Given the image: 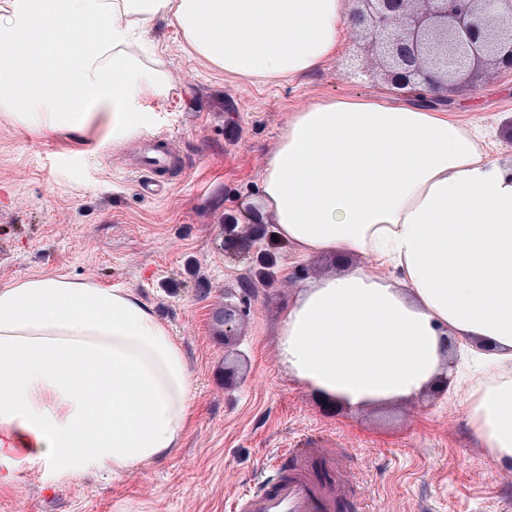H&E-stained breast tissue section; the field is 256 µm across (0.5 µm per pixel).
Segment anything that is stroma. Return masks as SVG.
I'll list each match as a JSON object with an SVG mask.
<instances>
[{
	"label": "stroma",
	"instance_id": "1",
	"mask_svg": "<svg viewBox=\"0 0 512 512\" xmlns=\"http://www.w3.org/2000/svg\"><path fill=\"white\" fill-rule=\"evenodd\" d=\"M174 88L148 105V135L169 143L179 166L159 171L157 195L134 166L146 135L121 144L99 133L42 138L0 112V286L34 273H65L134 289L183 347L193 415L181 448L121 479L61 480L28 451L0 446V512H225L271 452L299 443L345 448L347 493L369 491L372 512H512V476L480 448L456 395L425 391L383 408L328 409L279 362L276 330L306 285L367 264L304 255L277 238L272 217L241 224L224 250V220L261 199L266 157L288 117L325 99H391L375 61L351 75L355 37L300 83H251L193 55L176 27L154 33ZM483 130L481 150L512 167V75L482 72L449 85L439 103ZM273 258L274 281L254 273ZM254 288L239 335L224 339V305ZM238 373L224 381L226 360Z\"/></svg>",
	"mask_w": 512,
	"mask_h": 512
}]
</instances>
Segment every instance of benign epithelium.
Instances as JSON below:
<instances>
[{"label":"benign epithelium","mask_w":512,"mask_h":512,"mask_svg":"<svg viewBox=\"0 0 512 512\" xmlns=\"http://www.w3.org/2000/svg\"><path fill=\"white\" fill-rule=\"evenodd\" d=\"M357 49L387 82L423 100L442 97L464 72L512 74V0H351ZM240 306L224 308V338L237 335Z\"/></svg>","instance_id":"7a95c632"}]
</instances>
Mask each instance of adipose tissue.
Segmentation results:
<instances>
[{"label":"adipose tissue","mask_w":512,"mask_h":512,"mask_svg":"<svg viewBox=\"0 0 512 512\" xmlns=\"http://www.w3.org/2000/svg\"><path fill=\"white\" fill-rule=\"evenodd\" d=\"M247 80L302 81L339 52L348 0H0V111L44 136L120 142L154 122L172 76L138 54L155 24ZM476 131L418 105L323 99L288 118L261 211L306 254L359 253L303 288L281 363L350 410L451 376L449 345L490 374L469 425L512 469V168ZM397 270L398 279L381 270ZM192 415L185 353L130 288L32 274L0 287V435L63 477H122L165 459Z\"/></svg>","instance_id":"1"}]
</instances>
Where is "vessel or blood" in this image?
<instances>
[{
	"instance_id": "b4317fda",
	"label": "vessel or blood",
	"mask_w": 512,
	"mask_h": 512,
	"mask_svg": "<svg viewBox=\"0 0 512 512\" xmlns=\"http://www.w3.org/2000/svg\"><path fill=\"white\" fill-rule=\"evenodd\" d=\"M170 163V154L151 143L139 165L150 177ZM344 458L341 448L284 449L280 459L270 460L248 488L233 496L228 512H370L367 497L349 501L338 490L336 473Z\"/></svg>"
}]
</instances>
